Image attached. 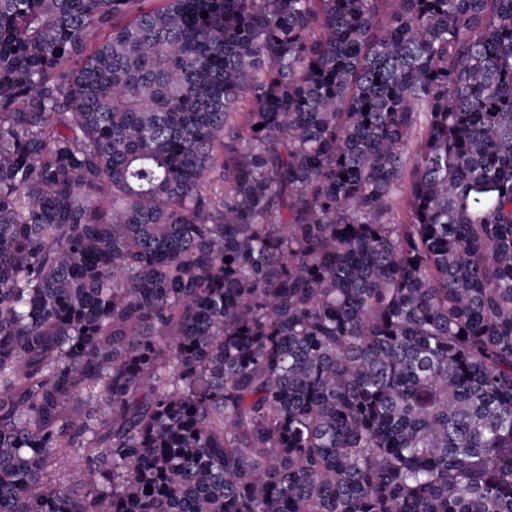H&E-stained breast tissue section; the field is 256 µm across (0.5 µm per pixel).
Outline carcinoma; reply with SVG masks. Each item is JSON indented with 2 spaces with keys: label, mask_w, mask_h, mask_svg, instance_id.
Returning <instances> with one entry per match:
<instances>
[{
  "label": "carcinoma",
  "mask_w": 512,
  "mask_h": 512,
  "mask_svg": "<svg viewBox=\"0 0 512 512\" xmlns=\"http://www.w3.org/2000/svg\"><path fill=\"white\" fill-rule=\"evenodd\" d=\"M0 512H512V0H0Z\"/></svg>",
  "instance_id": "carcinoma-1"
}]
</instances>
